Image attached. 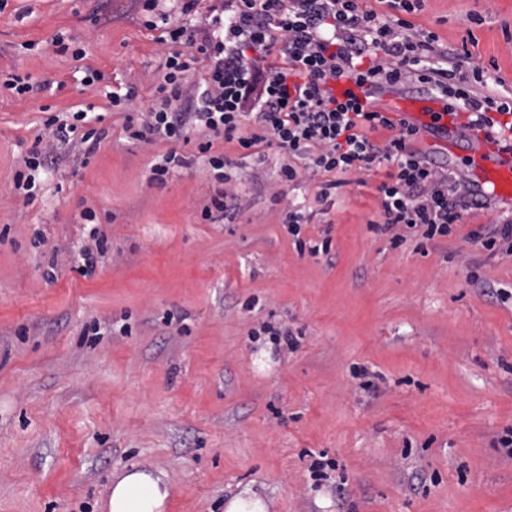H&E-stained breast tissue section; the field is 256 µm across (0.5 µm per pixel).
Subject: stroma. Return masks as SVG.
<instances>
[{
	"label": "stroma",
	"instance_id": "stroma-1",
	"mask_svg": "<svg viewBox=\"0 0 512 512\" xmlns=\"http://www.w3.org/2000/svg\"><path fill=\"white\" fill-rule=\"evenodd\" d=\"M147 17L140 0H0V74L41 86L0 89V512H102L134 465L167 472L165 512H224L247 487L267 512H512L497 444L512 428V257L469 237L512 205H471L456 235L395 247L371 228L385 167L320 201L307 177L279 185L280 148L217 138L235 211L202 220L216 184L195 145L128 140L121 108L83 82L92 66L135 86L134 111L152 105L167 48ZM408 20L512 99V0H424ZM80 109L107 138L84 166L62 146L24 199L13 176L44 120ZM452 141L415 146L470 183L473 140ZM170 151L186 166L153 180ZM289 204L329 253L296 250ZM94 228L108 251L84 278L72 266ZM281 325L295 349L263 332Z\"/></svg>",
	"mask_w": 512,
	"mask_h": 512
}]
</instances>
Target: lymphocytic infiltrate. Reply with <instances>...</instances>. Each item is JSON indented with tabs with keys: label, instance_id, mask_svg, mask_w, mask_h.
Wrapping results in <instances>:
<instances>
[{
	"label": "lymphocytic infiltrate",
	"instance_id": "obj_1",
	"mask_svg": "<svg viewBox=\"0 0 512 512\" xmlns=\"http://www.w3.org/2000/svg\"><path fill=\"white\" fill-rule=\"evenodd\" d=\"M161 0H142L152 20L149 29H161L159 44H187L189 53H169L155 91L157 103L126 121L129 139L153 143L189 142L201 133L199 153L220 188L204 209L203 219L230 216L236 198L225 168V156L212 154L215 138L234 142L245 150L276 145L288 154L282 165L283 183L300 175L319 180L317 197L327 199L342 175L385 165L387 179L378 187L381 217L378 231L389 234L393 245L404 241L401 228L426 240L450 236L466 209L470 189L447 171L435 168L414 149L421 130L406 119L369 107L350 95L338 99L326 91L328 83L349 80L371 93L411 82L447 100L451 111L466 113L467 129L483 132L503 150L512 149V102L483 93L487 81L475 72L469 84H456L464 56L437 44L434 33L414 29L408 14L423 0H387L389 14L362 8L360 0H224L220 15L201 19L190 27L197 0H181L182 20L160 10ZM208 69L202 92H189L184 74L195 63ZM87 114L71 119L51 116L44 122L46 136L36 137L14 175V187L34 196V173L54 158L58 145L79 133L82 155L93 154L105 139L102 129L79 130ZM386 129V139H370L371 131ZM303 167L293 166V159Z\"/></svg>",
	"mask_w": 512,
	"mask_h": 512
}]
</instances>
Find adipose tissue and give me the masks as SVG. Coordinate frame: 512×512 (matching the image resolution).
Masks as SVG:
<instances>
[{
	"label": "adipose tissue",
	"mask_w": 512,
	"mask_h": 512,
	"mask_svg": "<svg viewBox=\"0 0 512 512\" xmlns=\"http://www.w3.org/2000/svg\"><path fill=\"white\" fill-rule=\"evenodd\" d=\"M169 497L165 471L134 466L114 475L102 507L104 512H164Z\"/></svg>",
	"instance_id": "adipose-tissue-1"
}]
</instances>
